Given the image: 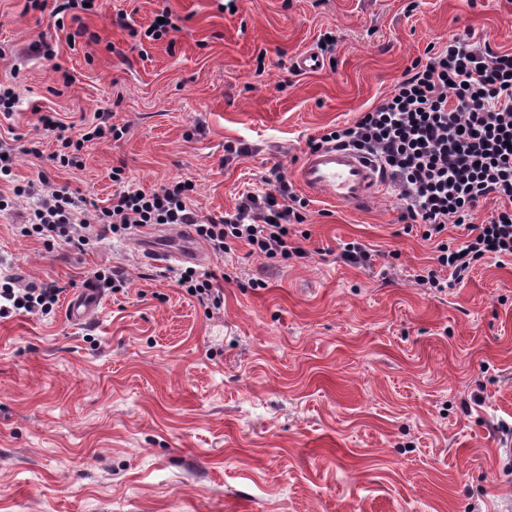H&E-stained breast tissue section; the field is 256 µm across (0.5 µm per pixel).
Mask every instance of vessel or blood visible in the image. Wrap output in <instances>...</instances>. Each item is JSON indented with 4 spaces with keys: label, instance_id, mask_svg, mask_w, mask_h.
<instances>
[{
    "label": "vessel or blood",
    "instance_id": "b4317fda",
    "mask_svg": "<svg viewBox=\"0 0 512 512\" xmlns=\"http://www.w3.org/2000/svg\"><path fill=\"white\" fill-rule=\"evenodd\" d=\"M298 182L313 196L327 198L361 210L372 205L383 193L384 185L372 156L351 148L333 145L306 153L295 172ZM155 266L166 268L177 262L203 263L204 253L195 246L177 252H152ZM98 288L86 286L73 293L68 315L73 323L91 320L100 305Z\"/></svg>",
    "mask_w": 512,
    "mask_h": 512
}]
</instances>
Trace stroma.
<instances>
[{
  "label": "stroma",
  "instance_id": "1",
  "mask_svg": "<svg viewBox=\"0 0 512 512\" xmlns=\"http://www.w3.org/2000/svg\"><path fill=\"white\" fill-rule=\"evenodd\" d=\"M226 2L96 0L83 18L98 42L72 47L50 11L0 0L15 180L104 208L121 165L146 191L193 183L198 215L219 216L270 171L294 179L310 138L377 104L449 34L512 50V0ZM165 7L177 30L130 37ZM327 33L322 70L297 72ZM40 34L52 61L28 54ZM104 109L127 133L85 143L81 167L53 162L36 111L80 130ZM34 136L39 159L23 152ZM26 206L0 211V273L62 292L49 316L0 319V512H512V461L494 453L512 436V259L430 290L414 276L434 247L391 194L362 212L315 198L306 258L281 265L240 243L208 255L224 291L210 311L145 257L182 249L180 229L108 234L80 254L21 236ZM351 241L369 265L340 259ZM114 265L126 290L101 286L96 317L71 322L73 292Z\"/></svg>",
  "mask_w": 512,
  "mask_h": 512
}]
</instances>
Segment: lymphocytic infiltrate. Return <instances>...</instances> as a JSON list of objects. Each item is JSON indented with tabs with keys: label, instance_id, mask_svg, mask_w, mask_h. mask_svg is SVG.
<instances>
[{
	"label": "lymphocytic infiltrate",
	"instance_id": "obj_1",
	"mask_svg": "<svg viewBox=\"0 0 512 512\" xmlns=\"http://www.w3.org/2000/svg\"><path fill=\"white\" fill-rule=\"evenodd\" d=\"M39 122L60 142L53 159L63 167L80 166L85 142L106 135L118 139L126 132L113 124L108 110L95 112L91 126L77 137L52 116H40ZM325 145L371 155L399 201L401 220L435 243L437 265L415 274L419 285L442 292L463 283L480 259L512 258V51H493L468 32L449 35L377 105L308 143L313 150ZM12 155V148L0 142V180L12 183L15 196L35 199L20 232L45 244L82 252L92 242L89 228L94 224L114 235L185 224L218 256L236 242L281 263L307 255L291 242L290 232L305 223L308 202L282 174L271 178V191L246 194L234 211L203 219L191 206L190 182L174 181L141 194L127 185L123 167L116 166L110 173L116 190L109 206L92 211L69 188L15 183ZM487 199L496 203L492 215L474 223L475 208ZM451 227L463 232L454 245L442 240ZM173 278L206 308L222 307L224 294L210 274L187 267ZM59 294L52 283L23 287L4 277L0 318L20 312L49 315Z\"/></svg>",
	"mask_w": 512,
	"mask_h": 512
}]
</instances>
